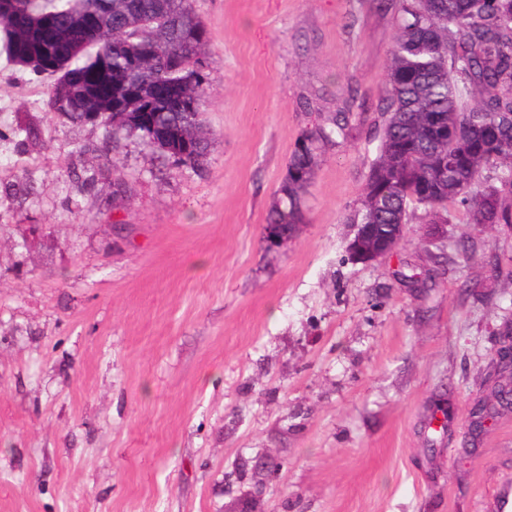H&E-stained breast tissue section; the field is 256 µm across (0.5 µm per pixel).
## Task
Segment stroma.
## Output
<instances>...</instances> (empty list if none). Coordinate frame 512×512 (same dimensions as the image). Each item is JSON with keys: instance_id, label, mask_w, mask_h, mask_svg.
I'll return each instance as SVG.
<instances>
[{"instance_id": "1", "label": "stroma", "mask_w": 512, "mask_h": 512, "mask_svg": "<svg viewBox=\"0 0 512 512\" xmlns=\"http://www.w3.org/2000/svg\"><path fill=\"white\" fill-rule=\"evenodd\" d=\"M209 31L204 173L44 111L51 81L0 55V512H497L512 413L463 452L512 319V224L416 215L346 248L378 155L393 36L377 0H192ZM326 145L299 232L266 216L295 141ZM101 170L77 193L69 172ZM39 225L29 235V225ZM467 252H460V244ZM497 261L490 270L489 261Z\"/></svg>"}]
</instances>
